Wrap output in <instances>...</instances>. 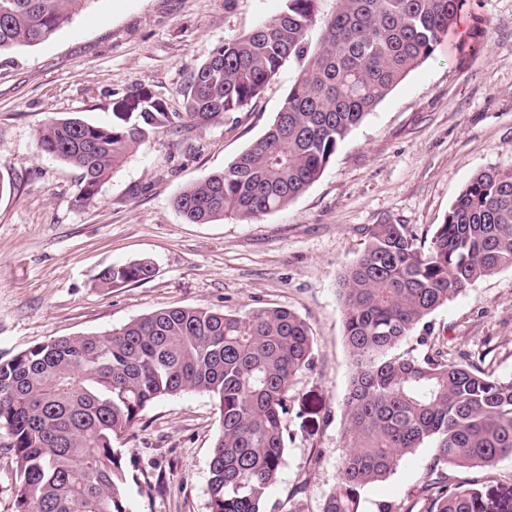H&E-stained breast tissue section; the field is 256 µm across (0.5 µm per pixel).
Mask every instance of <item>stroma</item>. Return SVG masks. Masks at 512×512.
Here are the masks:
<instances>
[{
  "instance_id": "35a3bbf8",
  "label": "stroma",
  "mask_w": 512,
  "mask_h": 512,
  "mask_svg": "<svg viewBox=\"0 0 512 512\" xmlns=\"http://www.w3.org/2000/svg\"><path fill=\"white\" fill-rule=\"evenodd\" d=\"M285 0H92L50 40L0 53V358L64 336L103 334L170 307L296 312L313 337L309 366L288 394L284 464L265 512H321L344 450L352 365L338 278L374 224L431 237L481 169L512 167V0H467L475 49L441 43L339 145L288 206L251 220L187 223L172 205L262 136L296 77L287 62L241 112L188 134L159 131L79 201L78 170L42 153L37 131L77 116L112 123L114 103L147 92L180 109L191 71L224 39L250 31ZM149 259L147 282L98 287L113 264ZM449 360L484 356L512 375V270L483 278L428 317ZM219 412L194 392L163 398L123 441L137 475L132 512H209L208 460ZM429 449L367 486L360 512L398 504L424 512ZM475 481L486 512H512V458Z\"/></svg>"
}]
</instances>
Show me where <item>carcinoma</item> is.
Wrapping results in <instances>:
<instances>
[{
    "label": "carcinoma",
    "mask_w": 512,
    "mask_h": 512,
    "mask_svg": "<svg viewBox=\"0 0 512 512\" xmlns=\"http://www.w3.org/2000/svg\"><path fill=\"white\" fill-rule=\"evenodd\" d=\"M90 2L0 0V52L49 40ZM285 2L190 73L183 111L144 97L110 126L51 119L38 130V147L82 171L80 200L90 203L151 134L244 111L294 60L298 75L265 133L173 199L189 224L256 218L316 181L349 132L433 55L464 0ZM367 238L339 278L353 372L340 478L321 512H359L361 491L426 445L433 454L425 512H484L475 484L448 491L446 469L488 470L512 456V375H495L482 358L452 362L425 337L416 355L394 350L476 281L512 270V168L474 174L427 243L405 224H374ZM153 275L141 259L103 269L98 283L118 288ZM311 353L306 323L288 308L173 307L0 359L15 512H130L121 441L148 407L187 392L208 396L220 414L210 512H264L284 461L288 392Z\"/></svg>",
    "instance_id": "obj_1"
}]
</instances>
